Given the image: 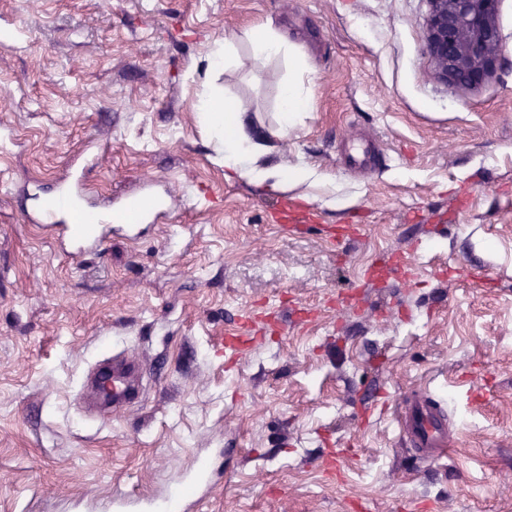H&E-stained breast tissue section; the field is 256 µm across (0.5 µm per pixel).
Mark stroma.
<instances>
[{"instance_id":"stroma-1","label":"stroma","mask_w":512,"mask_h":512,"mask_svg":"<svg viewBox=\"0 0 512 512\" xmlns=\"http://www.w3.org/2000/svg\"><path fill=\"white\" fill-rule=\"evenodd\" d=\"M428 0H0V512H110L210 457L201 512H512V0L475 87L426 51ZM266 24L292 58L206 59ZM308 98L289 128L281 92ZM236 102L266 166L225 179L196 104ZM74 186L96 210L171 190L165 220L73 257L34 220ZM302 201L313 223L271 214ZM358 236L332 240L336 228ZM406 251L410 280L387 257ZM246 333L243 355L216 340ZM138 402L88 409L98 361ZM424 389L454 445L395 416ZM336 455V469L324 460ZM241 37L236 33L224 35L221 39L214 43L211 53V68L213 70L223 69L227 63L238 62L236 55V44ZM396 419L407 448H412L417 458L435 461L447 455L452 440L448 416L426 390L414 391Z\"/></svg>"}]
</instances>
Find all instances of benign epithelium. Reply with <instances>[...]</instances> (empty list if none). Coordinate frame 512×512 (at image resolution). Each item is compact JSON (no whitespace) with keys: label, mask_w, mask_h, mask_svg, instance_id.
I'll list each match as a JSON object with an SVG mask.
<instances>
[{"label":"benign epithelium","mask_w":512,"mask_h":512,"mask_svg":"<svg viewBox=\"0 0 512 512\" xmlns=\"http://www.w3.org/2000/svg\"><path fill=\"white\" fill-rule=\"evenodd\" d=\"M427 51L441 77L462 86L482 84L495 70L502 46L500 0H429Z\"/></svg>","instance_id":"1"}]
</instances>
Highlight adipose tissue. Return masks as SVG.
Here are the masks:
<instances>
[{"label": "adipose tissue", "mask_w": 512, "mask_h": 512, "mask_svg": "<svg viewBox=\"0 0 512 512\" xmlns=\"http://www.w3.org/2000/svg\"><path fill=\"white\" fill-rule=\"evenodd\" d=\"M243 37L251 45L246 58L250 70H262L272 58L291 54L287 38L271 32L265 26L257 25L248 30L246 35L230 33L217 40L210 58L212 69L220 70L224 65L236 61V45ZM197 109L212 132L224 167L230 174L256 183L272 179L279 185L299 183L308 178L309 173L303 168H266L259 165L260 148L247 137L243 114L234 102L205 95L198 101Z\"/></svg>", "instance_id": "obj_1"}]
</instances>
